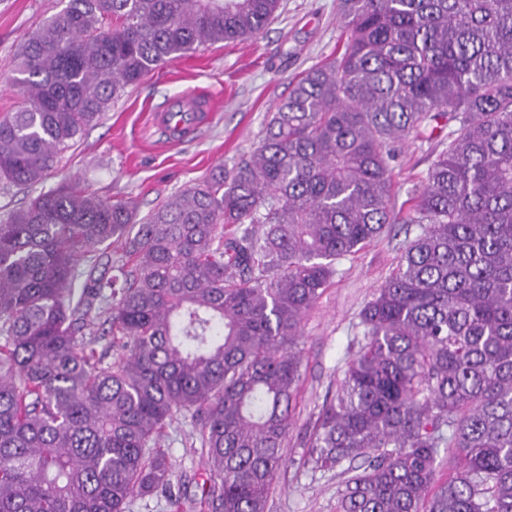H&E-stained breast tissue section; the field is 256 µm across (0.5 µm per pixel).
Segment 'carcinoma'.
<instances>
[{"label":"carcinoma","instance_id":"obj_1","mask_svg":"<svg viewBox=\"0 0 512 512\" xmlns=\"http://www.w3.org/2000/svg\"><path fill=\"white\" fill-rule=\"evenodd\" d=\"M281 0H68L22 42L0 180L43 181L126 89ZM333 58L249 157L139 216L69 183L0 219V512H125L191 418L215 512H266L306 313L338 259L415 224L359 313L307 462L350 463L337 512H512V0H340ZM448 131L396 212L397 144ZM111 305L112 362L83 341ZM448 478H438L440 449ZM361 465L351 466L357 458Z\"/></svg>","mask_w":512,"mask_h":512}]
</instances>
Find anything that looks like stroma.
I'll return each instance as SVG.
<instances>
[{
    "label": "stroma",
    "instance_id": "35a3bbf8",
    "mask_svg": "<svg viewBox=\"0 0 512 512\" xmlns=\"http://www.w3.org/2000/svg\"><path fill=\"white\" fill-rule=\"evenodd\" d=\"M67 0H0V118L25 100L14 84V61L26 36L62 10ZM342 34L338 0H281L275 20L259 34L196 47L127 88L99 122L63 153L42 190L63 181L100 199L131 200L148 212L170 195L192 187L217 167L232 168L260 140L270 112L287 98L307 69L330 57ZM182 94L215 101V115L195 134L172 145L152 116ZM440 150L438 141L409 140L392 163L397 201L421 188ZM404 236L382 237L336 262L333 285L302 322L299 415L288 436V465L280 472L269 512H336L345 477L311 469L308 435L326 393L335 392L360 335L359 312L396 268ZM160 445L171 472L167 488L133 499L127 512H174L170 495L198 499L207 477L196 427L190 419L168 426Z\"/></svg>",
    "mask_w": 512,
    "mask_h": 512
}]
</instances>
